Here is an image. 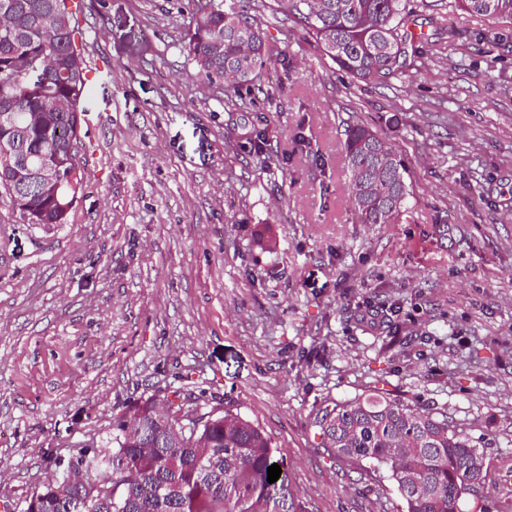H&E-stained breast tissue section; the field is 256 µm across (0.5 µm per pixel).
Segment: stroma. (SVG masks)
<instances>
[{"label":"stroma","instance_id":"obj_1","mask_svg":"<svg viewBox=\"0 0 512 512\" xmlns=\"http://www.w3.org/2000/svg\"><path fill=\"white\" fill-rule=\"evenodd\" d=\"M81 2L75 205L27 224L0 193V512L149 398L237 409L305 512H405L317 424L373 392L444 409L485 457L463 512H512V23L418 0L422 54L357 87L262 12L293 63L229 99L186 57L197 0ZM350 120L412 177L399 223L350 207Z\"/></svg>","mask_w":512,"mask_h":512}]
</instances>
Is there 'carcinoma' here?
<instances>
[{
	"mask_svg": "<svg viewBox=\"0 0 512 512\" xmlns=\"http://www.w3.org/2000/svg\"><path fill=\"white\" fill-rule=\"evenodd\" d=\"M450 7L512 22V0H451ZM268 8L355 82L383 84L422 52L409 28L411 0H274ZM231 21L251 32L249 44ZM183 43L196 78L224 85L228 98L251 90L268 59L287 57L256 17L224 0L197 5ZM85 91L67 0H0V149L21 155L16 167L0 163V189L26 224L68 221L82 181L75 149ZM385 145L369 126L347 125L349 195L362 224L399 223L413 196L397 157L385 190L362 196L359 174L387 161ZM318 425L336 455L386 471L406 512H462L463 500L480 493L483 453L435 407L370 394L322 411ZM274 463L284 466L283 457L263 431L229 408L181 421L147 400L117 424L112 443L79 451L75 484L44 483L25 512H303L287 474L267 481Z\"/></svg>",
	"mask_w": 512,
	"mask_h": 512,
	"instance_id": "carcinoma-1",
	"label": "carcinoma"
}]
</instances>
